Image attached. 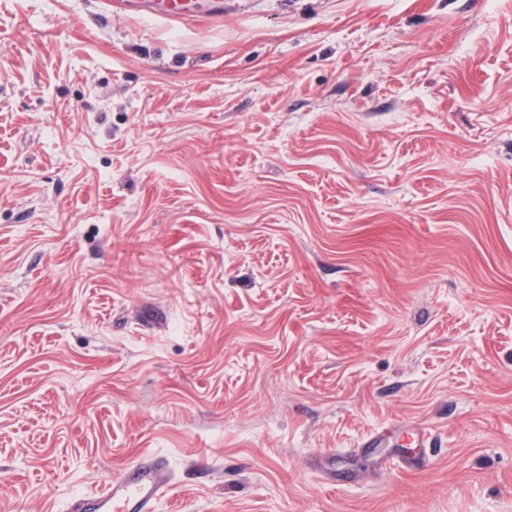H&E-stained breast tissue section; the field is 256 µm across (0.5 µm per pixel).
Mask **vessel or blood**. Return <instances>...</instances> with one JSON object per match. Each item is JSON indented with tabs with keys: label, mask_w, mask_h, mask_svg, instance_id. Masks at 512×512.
I'll return each mask as SVG.
<instances>
[{
	"label": "vessel or blood",
	"mask_w": 512,
	"mask_h": 512,
	"mask_svg": "<svg viewBox=\"0 0 512 512\" xmlns=\"http://www.w3.org/2000/svg\"><path fill=\"white\" fill-rule=\"evenodd\" d=\"M173 478L164 458L148 454L107 481L92 498L77 499L71 512H153Z\"/></svg>",
	"instance_id": "vessel-or-blood-1"
}]
</instances>
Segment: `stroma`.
I'll return each mask as SVG.
<instances>
[{
	"instance_id": "stroma-1",
	"label": "stroma",
	"mask_w": 512,
	"mask_h": 512,
	"mask_svg": "<svg viewBox=\"0 0 512 512\" xmlns=\"http://www.w3.org/2000/svg\"><path fill=\"white\" fill-rule=\"evenodd\" d=\"M146 453L512 512V0H0V512Z\"/></svg>"
}]
</instances>
